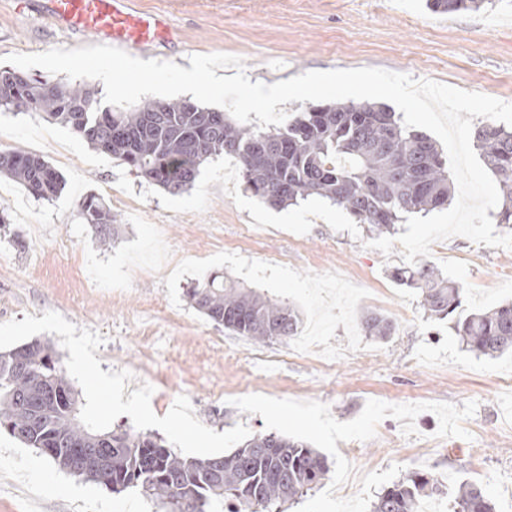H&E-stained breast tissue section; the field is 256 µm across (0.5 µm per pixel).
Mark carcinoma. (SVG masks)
Masks as SVG:
<instances>
[{"mask_svg":"<svg viewBox=\"0 0 512 512\" xmlns=\"http://www.w3.org/2000/svg\"><path fill=\"white\" fill-rule=\"evenodd\" d=\"M483 0H426L434 12L478 9ZM41 112L88 144L134 169L172 195L192 187L201 166L223 153L240 166L247 189L274 206L320 196L361 224L389 231L408 214L448 204L445 161L427 135L401 124L376 105L310 106L274 132L243 127L226 113L188 100L146 101L128 111L101 106L98 91L49 83L0 68V109ZM474 139L484 165L497 177V222L512 226V130L490 123ZM0 175L42 199L60 196L63 175L40 156L0 153ZM86 224L101 243L113 235L112 209L88 193L79 202ZM394 279L419 290L429 317L443 320L462 305L463 290L424 262L398 268ZM191 305L210 321L255 342L298 334L299 313L212 274L187 290ZM362 326L386 338L395 325L368 312ZM452 330L471 351L492 358L512 350V303L460 315ZM79 393L48 342L34 340L0 350V429L45 455L58 470L119 493L138 489L162 512H283L325 480L326 459L314 449L276 433L260 434L230 454L183 458L150 433L99 431L80 418ZM424 471L407 473L377 498L373 512H413L423 496L443 492ZM455 512H494L483 485L460 484Z\"/></svg>","mask_w":512,"mask_h":512,"instance_id":"obj_1","label":"carcinoma"}]
</instances>
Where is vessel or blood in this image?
<instances>
[{"instance_id": "1", "label": "vessel or blood", "mask_w": 512, "mask_h": 512, "mask_svg": "<svg viewBox=\"0 0 512 512\" xmlns=\"http://www.w3.org/2000/svg\"><path fill=\"white\" fill-rule=\"evenodd\" d=\"M46 10L66 28L94 32L122 50L147 49L172 35L161 14L132 11L127 0H47Z\"/></svg>"}]
</instances>
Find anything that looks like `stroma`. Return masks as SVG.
Wrapping results in <instances>:
<instances>
[{
  "mask_svg": "<svg viewBox=\"0 0 512 512\" xmlns=\"http://www.w3.org/2000/svg\"><path fill=\"white\" fill-rule=\"evenodd\" d=\"M164 13L173 42L143 60L189 67L193 54L243 59L250 81L272 84L308 71L375 67L512 103V0L435 13L426 0H131ZM46 16L44 0H0V58L97 44ZM22 149L67 180L53 200L0 179V348L50 342L78 390L82 418L103 430L163 437L182 457L233 451L261 433L316 448L325 483L284 512H372L411 471L452 488L475 480L496 512H512V356L462 346L447 321L427 317L416 289L392 277L400 253L369 248L378 237L346 210L312 196L272 207L246 190L230 157L200 168L172 195L96 151L41 113L0 109V151ZM101 195L118 235L100 245L78 213ZM504 249L455 236L427 261L463 290L470 313L512 300L497 273ZM219 272L293 305L299 337L338 356L287 359L293 339L256 342L196 311L186 292ZM394 321L384 339L361 317ZM264 348L269 362L250 365ZM109 396L94 394L98 381ZM0 512H158L138 490L113 493L65 474L0 433Z\"/></svg>",
  "mask_w": 512,
  "mask_h": 512,
  "instance_id": "1",
  "label": "stroma"
}]
</instances>
